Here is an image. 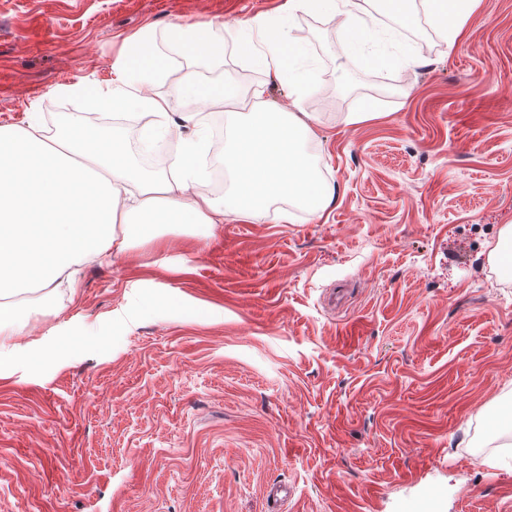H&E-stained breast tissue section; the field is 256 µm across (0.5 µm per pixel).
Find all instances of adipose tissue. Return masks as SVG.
I'll list each match as a JSON object with an SVG mask.
<instances>
[{
  "label": "adipose tissue",
  "instance_id": "adipose-tissue-1",
  "mask_svg": "<svg viewBox=\"0 0 512 512\" xmlns=\"http://www.w3.org/2000/svg\"><path fill=\"white\" fill-rule=\"evenodd\" d=\"M480 3L422 0L435 26L454 37ZM288 9L331 17L344 53L362 48L369 31L358 0H289ZM245 28L237 42L239 56L277 75L298 64L302 42L286 27L257 16ZM154 39V29L147 25L127 43L112 63L111 86L91 96L80 83L66 91L85 95L88 107L99 112L150 110L154 120L143 127L142 136L175 142L176 176L136 172L125 140L90 132L80 112L60 113L50 136L31 124L0 127V378L14 372V336L25 318L17 302L21 294L74 282L82 264L149 242L165 224L207 232L232 216L271 212L280 200L318 217L333 195L305 150L317 137L310 113L297 107L270 108L265 84H208L191 68L170 83L166 94H154L153 86L165 75L158 64L164 50H155L144 61L133 55L136 45ZM168 45L186 48L198 58L224 54L211 27L178 21L170 25ZM176 102L189 109L202 102L223 106L230 136L224 168L232 177V188L224 196L208 192L199 166L211 147L208 133L199 128L192 137H182L179 123L171 118Z\"/></svg>",
  "mask_w": 512,
  "mask_h": 512
}]
</instances>
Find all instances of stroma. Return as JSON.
<instances>
[{
	"label": "stroma",
	"instance_id": "1",
	"mask_svg": "<svg viewBox=\"0 0 512 512\" xmlns=\"http://www.w3.org/2000/svg\"><path fill=\"white\" fill-rule=\"evenodd\" d=\"M365 0V52L287 0H0V126L86 101L123 40L180 18L238 39L249 19L307 45L288 78L235 50L205 81L266 83L314 113L334 196L203 238L178 226L25 295L0 379V512H512V0H482L448 43ZM377 117L346 125L345 114Z\"/></svg>",
	"mask_w": 512,
	"mask_h": 512
}]
</instances>
